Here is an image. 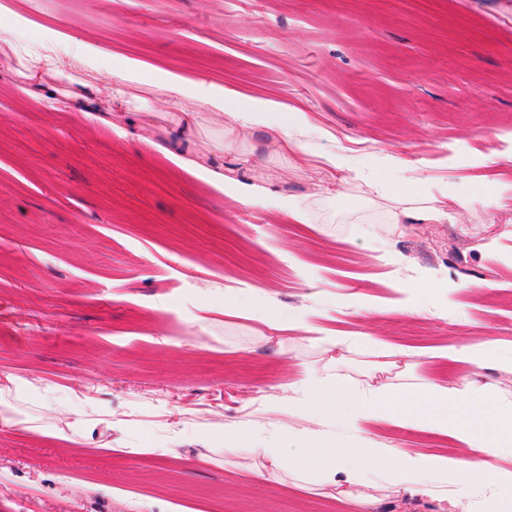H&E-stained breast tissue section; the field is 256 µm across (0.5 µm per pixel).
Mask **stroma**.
Masks as SVG:
<instances>
[{
	"label": "stroma",
	"mask_w": 512,
	"mask_h": 512,
	"mask_svg": "<svg viewBox=\"0 0 512 512\" xmlns=\"http://www.w3.org/2000/svg\"><path fill=\"white\" fill-rule=\"evenodd\" d=\"M2 22L18 44L59 28L101 47L98 69L125 57L143 69L127 88L141 107L88 121L24 94L0 45V512H452L389 486L357 505L319 475L228 453L224 430L297 446L316 424L286 410L281 388L309 364L395 393L473 374L512 399V166L484 163L512 149V0H0ZM171 73L300 109L309 155L244 147L199 168L224 118L203 113L174 139ZM333 153L392 195L386 154L418 161L433 191L494 204L395 224L365 185L336 195ZM230 169L303 197L312 225L233 201L214 178ZM391 275L419 314L365 321ZM304 314L317 333L288 330ZM324 332L355 341L331 349ZM485 339L497 357L481 368L376 365L381 342ZM367 430L444 447L409 426Z\"/></svg>",
	"instance_id": "stroma-1"
}]
</instances>
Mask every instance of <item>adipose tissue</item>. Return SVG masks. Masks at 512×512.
<instances>
[{
    "label": "adipose tissue",
    "instance_id": "adipose-tissue-1",
    "mask_svg": "<svg viewBox=\"0 0 512 512\" xmlns=\"http://www.w3.org/2000/svg\"><path fill=\"white\" fill-rule=\"evenodd\" d=\"M0 43L16 57L24 91L49 105H57L58 82L70 84L69 99L84 115L99 111L100 95L117 101L125 96V87L141 69L139 60L125 59L121 67L106 71L101 83L75 76L77 66H91L99 55L97 46L82 43L75 48L64 45L63 35H51L34 46L17 44L11 27H0ZM167 89L168 107L174 114L177 131L187 129L191 111L186 100H195L199 111L218 112L224 117V139L217 150L235 151L241 135L257 138L258 148L276 141L293 153L308 154L309 144L300 136L306 116L298 109L286 108L272 99H247L233 87L215 80L189 84L180 75H171ZM386 165L397 169L404 186L397 196L394 223L404 220L441 224L450 210L464 212L475 205H488L485 197L458 196L453 203L431 193H419L426 181L421 168L395 155L385 156ZM225 186L241 204L274 209L298 224L309 223L303 198L282 196L254 184L227 175ZM288 406L296 414L317 419L319 430L305 435L304 447L292 450L264 443L253 429L243 428L230 434L232 449L247 448L270 461L278 470H290L300 476L321 471L335 485L359 487V499H367L375 482L368 474L381 468L395 487L404 491L428 490L434 482L451 484L458 499L471 501L485 496L495 487L505 512H512V472H503L497 460L503 448L512 443V400L480 394L474 380L463 376L448 386L426 382L413 394L392 398L379 389L358 395L341 381L310 366L300 377L289 380ZM371 421L394 424L411 423L451 439L454 450L448 454H422L394 445H381L363 434Z\"/></svg>",
    "mask_w": 512,
    "mask_h": 512
}]
</instances>
